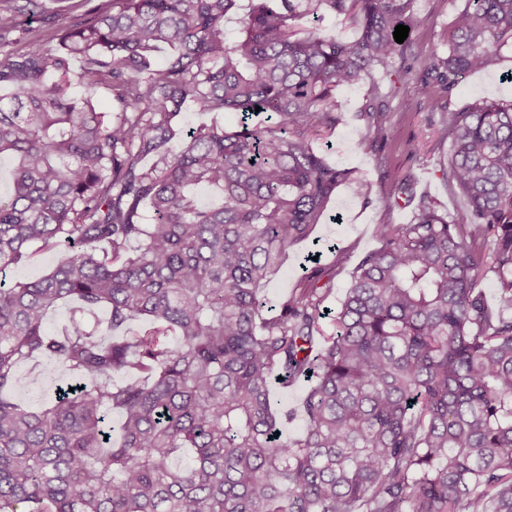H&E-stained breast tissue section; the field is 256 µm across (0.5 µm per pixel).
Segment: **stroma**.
Masks as SVG:
<instances>
[{
	"mask_svg": "<svg viewBox=\"0 0 512 512\" xmlns=\"http://www.w3.org/2000/svg\"><path fill=\"white\" fill-rule=\"evenodd\" d=\"M109 2L40 0L38 11L14 14L13 29L5 35L6 45L18 52L55 47L67 26L85 18L92 6ZM464 4L465 0H414L412 46L380 76L385 93L380 107L393 133L385 147L378 151H362L357 147L366 133V122L361 116L366 99L359 86L337 90L341 120L331 135L317 142L330 162L362 174L374 192L395 191L405 175H413L416 194L438 199L452 219L465 209L467 200L445 176L449 143L440 139V125L448 113L462 112L484 101L512 100V83L502 80L503 73L512 70V45L504 46L486 69L467 77L452 94H440L432 101L421 94L416 79L421 65L432 54H447L451 22ZM412 216L411 206L385 211L375 200L354 194L349 185L339 186L325 218L315 226L311 241L290 251L267 283V296L278 299L304 277L302 257L315 247L321 252V266L335 267V290L343 292L360 257L377 245L372 235L373 225L407 224ZM68 380L63 367L26 365L17 373L13 394L24 406L38 407L57 385Z\"/></svg>",
	"mask_w": 512,
	"mask_h": 512,
	"instance_id": "1",
	"label": "stroma"
}]
</instances>
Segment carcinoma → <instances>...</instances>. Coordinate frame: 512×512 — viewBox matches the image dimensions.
Instances as JSON below:
<instances>
[{
    "label": "carcinoma",
    "instance_id": "cac0c4a2",
    "mask_svg": "<svg viewBox=\"0 0 512 512\" xmlns=\"http://www.w3.org/2000/svg\"><path fill=\"white\" fill-rule=\"evenodd\" d=\"M235 2L112 0L51 49H0V512H512V103L449 113L450 181L468 202L454 221L423 197L412 223L375 225L336 310L318 266L272 305L264 286L336 189L368 193L314 142L355 85L359 147L390 140L376 71L406 53L393 32L413 0H256L229 44ZM325 13L358 37L295 28ZM508 43L512 0H467L421 94ZM75 84L119 88L113 117ZM188 108L237 112L238 129L175 145ZM412 182L377 205L412 203ZM34 246L55 263L7 282ZM43 361L76 390L26 408L17 372ZM276 383L305 384L293 434Z\"/></svg>",
    "mask_w": 512,
    "mask_h": 512
}]
</instances>
